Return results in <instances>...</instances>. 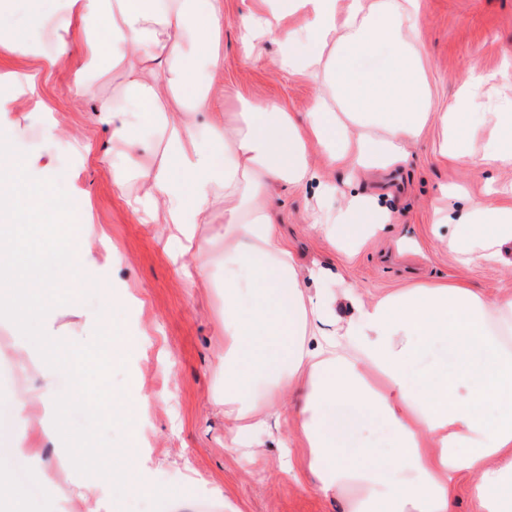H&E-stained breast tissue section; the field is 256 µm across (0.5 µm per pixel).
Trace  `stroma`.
<instances>
[{"instance_id":"35a3bbf8","label":"stroma","mask_w":512,"mask_h":512,"mask_svg":"<svg viewBox=\"0 0 512 512\" xmlns=\"http://www.w3.org/2000/svg\"><path fill=\"white\" fill-rule=\"evenodd\" d=\"M14 32L0 34V68L32 71L31 58L12 53L18 36H27L49 55L59 36L28 25L29 0H11ZM251 0L224 2V71L216 77L215 96L228 109L241 102L276 99L289 111H304L314 87L304 77L278 70L279 43L266 40L260 60L245 62L238 22ZM425 23L424 70L435 111L451 103L471 74L491 81L478 110L466 119L476 131L471 146L482 153L487 134L480 131L481 115L512 102V0H421ZM72 77L64 71L39 77V106H18L16 86L0 85V105L20 144L9 164L24 172L31 155L66 151L70 163L56 166V189L61 198L89 205L102 242L92 264L70 280L53 274L54 245L40 219L19 225L15 247L27 254L29 267L15 273L4 295L13 300L20 326L30 335L50 326L60 332L93 329L96 341L88 351L82 387L62 407L55 441H41L27 461L30 484L15 482L23 497L17 512H85L80 494L90 491L100 512H144L145 497L126 494L129 483L162 488L156 512H343V502L319 492L311 475L298 468L280 443L298 439L293 421H280L263 436L257 454L232 450L229 422L224 416V374L219 360L224 339L218 334L224 313V268L214 265L208 281L186 287L181 277V250L170 242L168 225L146 224L113 187L112 172L121 159L112 150L110 127L100 119L101 107L121 89L119 74L94 76L93 87L77 96ZM442 132L429 119L420 138L409 145V157L393 170L366 175L355 164L334 169L321 153L312 165L319 180L331 181L336 191L327 199L340 208L353 194L376 196L393 214L391 224L364 242L340 247L335 239L309 231L307 214L321 202L313 188L286 184L274 189L281 229L301 264L319 262L338 270L341 287L364 296H381L403 288L434 283L465 282L489 298L512 295V255L493 266L462 267L440 239L468 223L474 205L494 206L493 183L512 179V170L486 166L473 169L444 160ZM454 189L441 198L440 186ZM442 205L450 223L432 227L434 205ZM418 240L420 250L406 248ZM125 294L127 304L101 311L102 296ZM53 298L56 307L46 321L32 303ZM17 326V327H20ZM17 327L0 324V409L14 411V427L0 432V472L19 463L12 451L15 440L28 438L34 422L29 410L18 408L25 386L38 379L28 366L21 379L11 375L17 364L12 345ZM139 380L149 401L128 403L124 394ZM117 479L101 484L102 469ZM52 482L53 495L32 493V486Z\"/></svg>"}]
</instances>
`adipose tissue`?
<instances>
[{"label":"adipose tissue","instance_id":"adipose-tissue-1","mask_svg":"<svg viewBox=\"0 0 512 512\" xmlns=\"http://www.w3.org/2000/svg\"><path fill=\"white\" fill-rule=\"evenodd\" d=\"M241 15L239 39L254 51L265 39L283 51L279 69L310 80L315 94L302 116L276 101L242 103L215 113L198 128L197 114L212 111L211 84L185 94L189 72L223 69L224 0H56L55 11L79 33L73 47L51 57L20 43L17 51L49 67L81 63L76 81L102 70L119 71L118 103L103 105L112 145L127 160L114 183L124 190L130 172L143 178L128 204L144 222L167 224L190 258L188 286L207 280L215 251L224 255V414L238 448H257L277 416V402L295 393V416L306 448L303 467L319 490L345 500L347 512H455L466 485L472 512H512V296L488 300L466 286L410 288L372 299L352 289L309 283L325 273L299 270L280 230L272 187H303L315 180L313 149L330 164L354 158L364 169L404 160L433 112L423 69L420 0H256ZM488 79L468 76L459 96L437 113L441 152L467 167L512 169V108L483 115L500 133L474 157L463 133L467 110ZM136 127L160 129L169 156L155 160L133 138ZM35 188L0 196V215L27 211L55 221V252L67 275L83 271L99 242L87 205L61 203L51 161L33 158ZM316 181V180H315ZM504 203L475 207L473 221L446 247L466 265L502 262L512 245V182L497 189ZM366 199L353 197L337 215L314 211L311 227L354 243L390 223L362 225ZM224 212L221 240H201L196 227ZM345 306L349 315L336 313ZM63 343L74 357H47L44 346ZM82 336L46 330L39 341L20 337L18 357L40 368L25 403L41 411L39 433L52 436L57 406L83 382L74 358ZM267 386L264 408L254 404L255 382ZM374 414L391 428L390 456L373 448L348 450L355 416Z\"/></svg>","mask_w":512,"mask_h":512}]
</instances>
